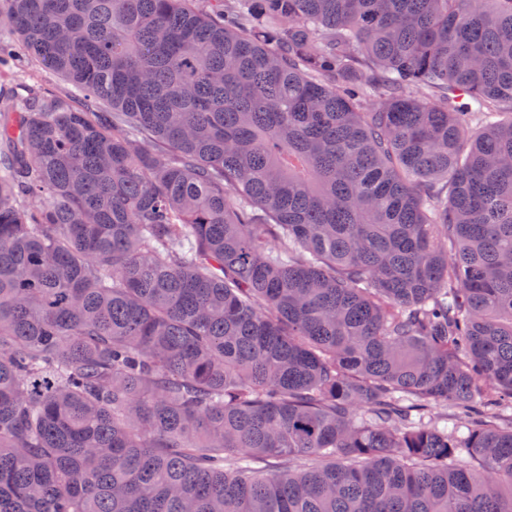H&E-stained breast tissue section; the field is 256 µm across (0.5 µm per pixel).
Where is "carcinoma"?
<instances>
[{
    "label": "carcinoma",
    "instance_id": "obj_1",
    "mask_svg": "<svg viewBox=\"0 0 512 512\" xmlns=\"http://www.w3.org/2000/svg\"><path fill=\"white\" fill-rule=\"evenodd\" d=\"M0 20V512H512V0ZM23 61L25 66L23 71L11 70L10 68H2L0 70V86H2V89L15 86L17 79L21 75L26 76L27 83L29 84L43 85L62 90L67 87L71 88V85L60 75L42 67L34 59L23 56Z\"/></svg>",
    "mask_w": 512,
    "mask_h": 512
}]
</instances>
